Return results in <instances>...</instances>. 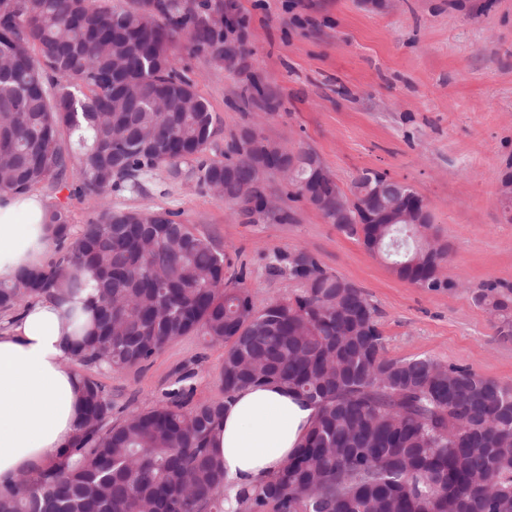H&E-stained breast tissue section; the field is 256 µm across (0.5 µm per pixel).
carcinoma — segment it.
<instances>
[{
	"label": "carcinoma",
	"mask_w": 512,
	"mask_h": 512,
	"mask_svg": "<svg viewBox=\"0 0 512 512\" xmlns=\"http://www.w3.org/2000/svg\"><path fill=\"white\" fill-rule=\"evenodd\" d=\"M224 65V0H0V192L38 188L89 197L96 213L73 229L46 207L55 250L42 267L0 284L8 316L42 297L89 291L71 312L76 361L140 365L196 333L224 344V400L193 402L191 375L150 408L112 422L104 385L83 378L81 433L63 457L0 487V512H226L224 462L209 448L224 402L251 384L288 386L317 408L312 427L267 483L237 493L234 512H512V386L429 358L387 354L359 288L306 255L291 262L305 288L259 305L224 287V254L176 212L114 209L181 164L241 212L259 210L251 161L265 138L230 145L235 173L206 158L217 121L178 66L175 49ZM311 186L318 160L297 157ZM78 171L81 184L70 189ZM373 235L395 274L414 285L445 263L414 224H337ZM475 300L512 337V291L484 284Z\"/></svg>",
	"instance_id": "obj_1"
}]
</instances>
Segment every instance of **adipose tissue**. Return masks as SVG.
I'll return each instance as SVG.
<instances>
[{
	"instance_id": "obj_1",
	"label": "adipose tissue",
	"mask_w": 512,
	"mask_h": 512,
	"mask_svg": "<svg viewBox=\"0 0 512 512\" xmlns=\"http://www.w3.org/2000/svg\"><path fill=\"white\" fill-rule=\"evenodd\" d=\"M46 206L34 195L0 193V282L45 262ZM65 307L42 297L0 329V485L35 473L72 446L80 428L82 379L72 367ZM288 387L259 384L235 393L212 446L231 491L273 478L301 446L315 417Z\"/></svg>"
}]
</instances>
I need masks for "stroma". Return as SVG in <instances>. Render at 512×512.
Returning a JSON list of instances; mask_svg holds the SVG:
<instances>
[{"instance_id": "1", "label": "stroma", "mask_w": 512, "mask_h": 512, "mask_svg": "<svg viewBox=\"0 0 512 512\" xmlns=\"http://www.w3.org/2000/svg\"><path fill=\"white\" fill-rule=\"evenodd\" d=\"M235 2L251 50L242 68L176 50L217 118L207 158L223 160L233 138L254 127L315 151L343 189L366 170L412 186L429 204L432 235L449 248L447 287L397 278L387 261L291 197L277 173L264 185L276 207L260 215L235 212L164 168L143 193L113 194V207L173 209L223 252L226 285L260 304L293 297L304 281L290 261L311 255L367 295L389 356L428 357L512 386V340L497 336L473 298L483 284L512 288V211L500 195L512 174V0ZM253 81L276 109L247 96ZM223 363V345L191 334L132 368L76 371L103 383L119 420L152 406L185 374L194 401L223 399Z\"/></svg>"}]
</instances>
